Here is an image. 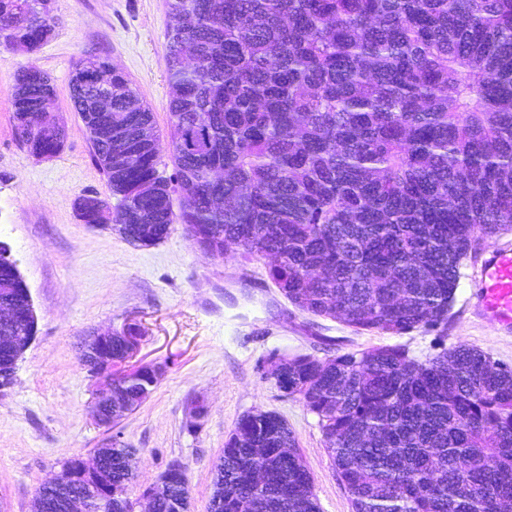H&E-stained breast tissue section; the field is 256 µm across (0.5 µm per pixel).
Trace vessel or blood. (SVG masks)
<instances>
[{
    "label": "vessel or blood",
    "mask_w": 512,
    "mask_h": 512,
    "mask_svg": "<svg viewBox=\"0 0 512 512\" xmlns=\"http://www.w3.org/2000/svg\"><path fill=\"white\" fill-rule=\"evenodd\" d=\"M472 293L475 314L504 333H512V243H496L478 265Z\"/></svg>",
    "instance_id": "b4317fda"
}]
</instances>
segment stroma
Segmentation results:
<instances>
[{"label": "stroma", "mask_w": 512, "mask_h": 512, "mask_svg": "<svg viewBox=\"0 0 512 512\" xmlns=\"http://www.w3.org/2000/svg\"><path fill=\"white\" fill-rule=\"evenodd\" d=\"M55 31L35 57L0 46V241L30 291L36 334L14 381L0 388V512H32L39 485L72 460L91 462L112 435L138 448L134 493L174 464L187 474L190 512H207L213 464L238 420L258 410L280 415L311 472L319 512H354L315 414L280 391L268 374L271 353L328 360L383 345L430 359L465 343L512 367V335L478 318L463 260L447 325L403 335L358 332L341 320L301 311L272 284L264 261L211 256L175 228L150 247L129 244L78 218L77 199L104 196L106 180L68 85L79 59L108 58L150 107L169 142L165 0H54ZM35 60L58 87L53 110L67 128L63 152L34 157L14 126L15 75ZM137 324L138 357L165 369L151 396L115 430L92 409L97 379L80 346L94 331ZM202 419H195L196 407Z\"/></svg>", "instance_id": "35a3bbf8"}]
</instances>
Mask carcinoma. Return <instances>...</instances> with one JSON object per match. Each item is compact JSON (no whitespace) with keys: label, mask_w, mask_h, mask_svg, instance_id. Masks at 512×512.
<instances>
[{"label":"carcinoma","mask_w":512,"mask_h":512,"mask_svg":"<svg viewBox=\"0 0 512 512\" xmlns=\"http://www.w3.org/2000/svg\"><path fill=\"white\" fill-rule=\"evenodd\" d=\"M51 0H0V45L36 54ZM175 179L163 175L154 113L99 56L69 82L92 113V159L109 196L77 202L86 224L123 239L184 226L217 256L266 261L291 303L356 331L402 335L448 323L460 266L512 226V0H166ZM191 48L194 66L183 67ZM57 95L35 62L15 76L16 132L60 155L66 130L27 116ZM109 96L107 109L92 111ZM224 171V180L212 173ZM179 192L174 206L172 187ZM277 261L268 262L269 256ZM12 335L36 333L27 285L0 266ZM17 363L0 351V386ZM318 417L355 512H512V368L458 344L424 363L400 346L305 355L274 377ZM152 372L112 374L110 426L152 394ZM112 438L84 479L91 512H132L131 459ZM209 512H316L310 471L286 421L241 417L214 463ZM174 480L154 512H175ZM46 479L32 512H61Z\"/></svg>","instance_id":"carcinoma-1"}]
</instances>
